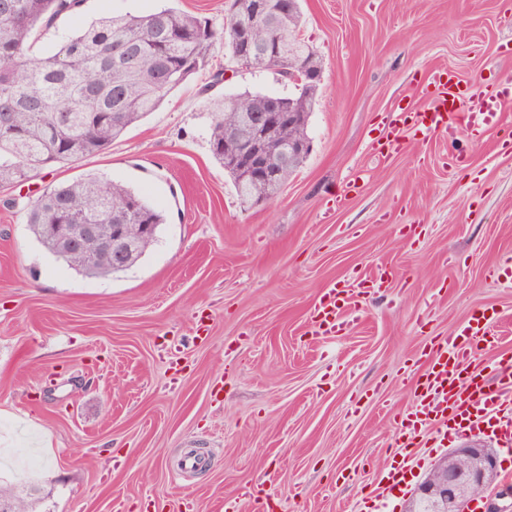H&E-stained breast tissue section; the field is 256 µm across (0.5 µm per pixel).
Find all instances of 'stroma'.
Masks as SVG:
<instances>
[{"label": "stroma", "instance_id": "1", "mask_svg": "<svg viewBox=\"0 0 512 512\" xmlns=\"http://www.w3.org/2000/svg\"><path fill=\"white\" fill-rule=\"evenodd\" d=\"M168 5L223 26L230 0H85L59 29ZM323 62L311 150L278 198L249 209L209 147L211 98L294 93L273 72L227 71L223 45L105 153L0 188V486L36 512H224L247 484L276 512H357L393 464L415 405L414 364L436 337L485 315L488 376L512 363V103L453 159L446 134L405 132L375 153L383 113L427 108L435 74L473 88L512 77V0H301ZM94 173L162 210L131 269L86 278L47 254L27 212L45 186ZM341 336L310 335L324 288L378 269ZM416 480L477 442L497 453L487 502L512 507V453L485 435L424 434ZM205 462L182 469L186 449Z\"/></svg>", "mask_w": 512, "mask_h": 512}]
</instances>
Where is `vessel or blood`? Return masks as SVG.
<instances>
[{
    "label": "vessel or blood",
    "instance_id": "1",
    "mask_svg": "<svg viewBox=\"0 0 512 512\" xmlns=\"http://www.w3.org/2000/svg\"><path fill=\"white\" fill-rule=\"evenodd\" d=\"M433 82L436 90L431 107L387 114L385 124L391 137L378 145V152L397 150L404 131L428 134L449 124L464 128L475 138H483L494 128L503 106L512 102V79L508 77L479 92L472 91L451 71L434 76ZM465 96L472 107L463 113L459 106ZM350 297L351 289L343 283L332 284L323 291L314 303L316 334H344L349 327L344 304ZM490 324L486 317L469 321L425 353L418 405L407 415L405 431L416 435L429 429L444 436L448 433V418L453 415L466 419L470 429H484L502 448L512 450V366H501L498 381L493 384L474 360L472 340L489 336ZM412 460V452H404L402 460L388 471L385 485L373 489V496H381L386 488L398 486Z\"/></svg>",
    "mask_w": 512,
    "mask_h": 512
}]
</instances>
